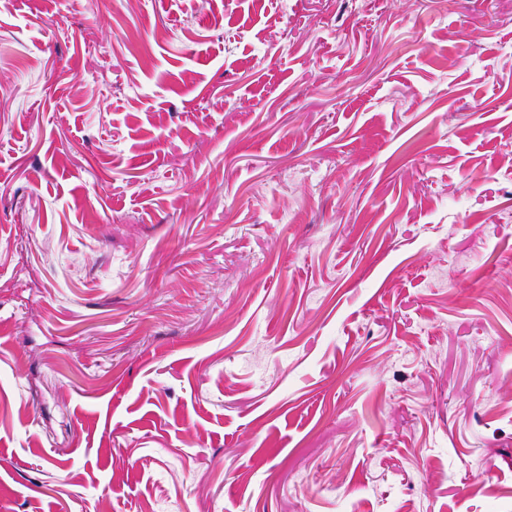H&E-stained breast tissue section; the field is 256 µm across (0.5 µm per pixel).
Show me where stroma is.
Returning <instances> with one entry per match:
<instances>
[{"mask_svg":"<svg viewBox=\"0 0 512 512\" xmlns=\"http://www.w3.org/2000/svg\"><path fill=\"white\" fill-rule=\"evenodd\" d=\"M0 512H512V0H0Z\"/></svg>","mask_w":512,"mask_h":512,"instance_id":"1","label":"stroma"}]
</instances>
